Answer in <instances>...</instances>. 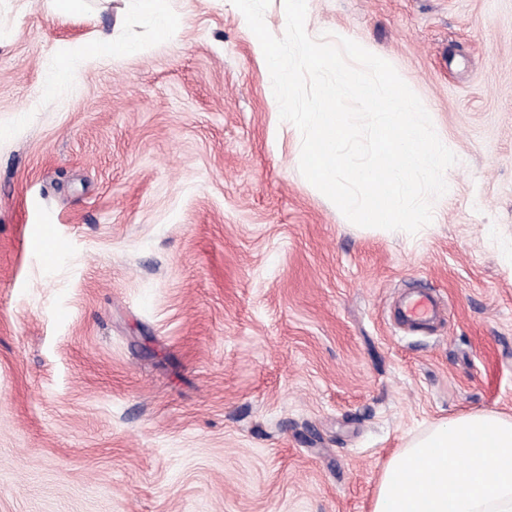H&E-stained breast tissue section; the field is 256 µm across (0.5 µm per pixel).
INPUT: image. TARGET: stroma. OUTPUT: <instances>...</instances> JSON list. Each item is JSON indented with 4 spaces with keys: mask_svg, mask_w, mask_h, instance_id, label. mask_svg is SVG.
Returning a JSON list of instances; mask_svg holds the SVG:
<instances>
[{
    "mask_svg": "<svg viewBox=\"0 0 512 512\" xmlns=\"http://www.w3.org/2000/svg\"><path fill=\"white\" fill-rule=\"evenodd\" d=\"M86 2L0 0V512H371L414 436L512 416V0H307L458 158L413 235L304 178L231 0H167L168 38ZM414 288L436 332L395 324ZM109 35L102 34L99 39L85 43L80 47L78 55L85 61H92L115 51Z\"/></svg>",
    "mask_w": 512,
    "mask_h": 512,
    "instance_id": "obj_1",
    "label": "stroma"
}]
</instances>
